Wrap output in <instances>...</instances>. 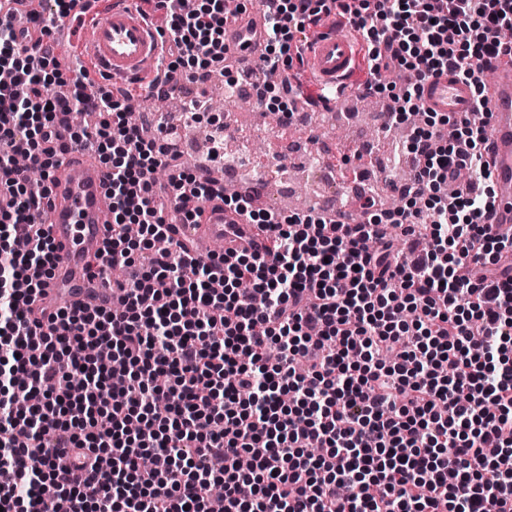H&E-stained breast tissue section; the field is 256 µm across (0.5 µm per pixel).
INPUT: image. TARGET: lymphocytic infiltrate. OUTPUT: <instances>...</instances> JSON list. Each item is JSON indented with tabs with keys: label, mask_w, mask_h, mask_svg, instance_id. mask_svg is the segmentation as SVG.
Masks as SVG:
<instances>
[{
	"label": "lymphocytic infiltrate",
	"mask_w": 512,
	"mask_h": 512,
	"mask_svg": "<svg viewBox=\"0 0 512 512\" xmlns=\"http://www.w3.org/2000/svg\"><path fill=\"white\" fill-rule=\"evenodd\" d=\"M255 79L284 98L301 41L346 15L367 45L366 93L392 122L421 111L445 71L482 86L512 54V0H264ZM225 0L169 12L165 79L224 69ZM406 79L386 92L383 72ZM0 512H512V233L493 198L487 122L415 127L406 207L376 199L342 224L285 216L187 170L166 125L129 124L133 95L65 78L51 51L0 22ZM68 83L66 97L51 87ZM93 112V129L69 116ZM109 172L112 222L95 275L119 308L33 305L54 245L40 220L59 129ZM165 170L159 181L157 170ZM223 200L263 252L194 254L173 240ZM400 235H393V228ZM249 283L260 306L238 300ZM160 466L143 469V454Z\"/></svg>",
	"instance_id": "1"
}]
</instances>
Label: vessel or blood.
I'll return each instance as SVG.
<instances>
[{
  "label": "vessel or blood",
  "instance_id": "b4317fda",
  "mask_svg": "<svg viewBox=\"0 0 512 512\" xmlns=\"http://www.w3.org/2000/svg\"><path fill=\"white\" fill-rule=\"evenodd\" d=\"M87 0H78L80 19L71 23L78 50L97 74L119 84L147 89L165 64L163 41L153 20L126 0H110L99 14L84 12ZM265 38L262 10L233 9L225 24L224 55L228 60L259 57ZM302 67L318 90L338 97L355 92L354 77L362 61L360 44L343 31L341 21L329 19L310 32L302 48ZM486 101L477 104L470 84L445 72L426 81L421 102L425 110L455 117H473L485 110L489 119L488 156L494 188V204L483 218L499 230L512 229V57L493 60ZM108 172L89 154L67 153L54 171L48 199L49 232L57 260L38 305L56 309L59 299L81 303L93 298L102 306L116 305L117 297L100 286L88 264L101 251L112 221L105 187ZM180 234L191 240L205 238L223 243L225 249H261L243 216L227 210L223 202L204 204L200 225L183 224Z\"/></svg>",
  "mask_w": 512,
  "mask_h": 512
}]
</instances>
